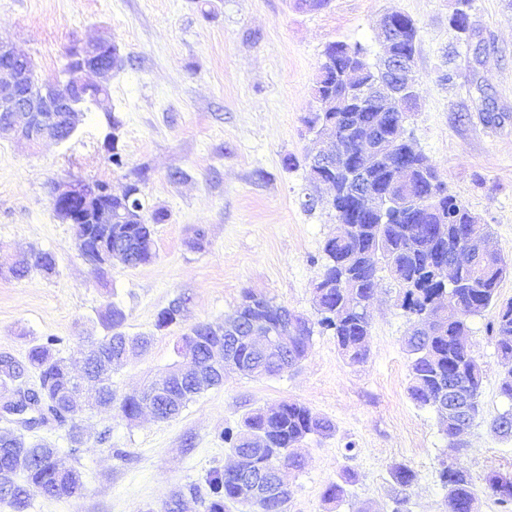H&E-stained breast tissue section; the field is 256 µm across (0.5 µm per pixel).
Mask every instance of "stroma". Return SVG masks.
Instances as JSON below:
<instances>
[{
  "instance_id": "stroma-1",
  "label": "stroma",
  "mask_w": 512,
  "mask_h": 512,
  "mask_svg": "<svg viewBox=\"0 0 512 512\" xmlns=\"http://www.w3.org/2000/svg\"><path fill=\"white\" fill-rule=\"evenodd\" d=\"M458 0H331L314 12L294 0H0V37L28 56L41 77L55 73L76 43L104 39L126 57L104 77L110 111L90 107L67 141L32 147L0 138V260L36 247L53 253L54 275L0 276V354L25 362L44 337L64 340L76 357L105 336L99 315L117 304L128 335L149 334V352L112 372L117 397L139 390L176 359L187 326L223 323L245 292L266 295L315 317L313 288L325 262L323 245L336 231L327 186L313 184L305 156L313 135L304 120L325 47L361 45L368 60L383 47L380 23L393 11L419 27L415 55L417 107L406 132L438 167L450 192L483 223L491 243L512 264V0H469L474 26L456 34L449 18ZM453 73L445 81V73ZM495 121H486V113ZM120 128H113V118ZM120 151L124 167L113 166ZM297 160L294 167L284 157ZM150 207L167 212L155 230L156 257L136 268L115 265L97 274L81 255L73 225L60 221L50 192L68 180L108 183L121 193L134 179ZM205 229L207 244L187 242ZM399 288L379 272L370 301V355L349 364L333 336L314 333L299 366L274 377L228 371L175 419L143 414L127 422L99 407L78 409L84 445L68 452V429H28L0 416L30 443L58 451L81 471L75 500H52L30 489L29 512H161L174 493L183 512H204L193 487L211 470L234 463L220 434L249 411L284 400L332 421L333 435L310 436L302 469L284 477L286 512H448L437 477L447 441L433 410L416 406L407 387V317ZM188 301L183 324L156 329L158 312ZM495 309L469 321L473 354L485 378L483 417L467 430L462 464L476 483L474 512H499L483 479L512 473V440L491 428L512 409L498 389L500 360L489 325ZM403 463L416 474L407 488L390 476ZM356 481L342 502L324 500L328 483L345 471Z\"/></svg>"
}]
</instances>
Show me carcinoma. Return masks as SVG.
Segmentation results:
<instances>
[{
    "label": "carcinoma",
    "instance_id": "obj_1",
    "mask_svg": "<svg viewBox=\"0 0 512 512\" xmlns=\"http://www.w3.org/2000/svg\"><path fill=\"white\" fill-rule=\"evenodd\" d=\"M468 0H460L458 7L449 19L450 27L458 34L466 35L472 30L471 16L467 10ZM394 29L398 40L397 48L406 56H415L419 27L410 16L394 12ZM343 43L333 42L324 51L320 70L328 71L323 80H316L314 95L325 97L336 93V72L348 66L349 59L342 52ZM368 76L385 78L384 62L370 63L366 51L360 45L352 47ZM326 117L333 122L342 144L350 152L356 151L358 140L363 134L379 123L378 113L372 109L360 112H318L313 111L305 118L308 129H313L319 119ZM409 161L420 169L418 182L404 195L405 206L396 213L385 214L379 223L360 214L351 197L341 196L344 181L336 174V169L323 170L322 178L331 181L338 193L336 220H355L363 231L351 238L342 239L334 235L325 240L323 252L326 262L319 285V294L314 296L319 319L313 322L299 316L295 325L293 346L288 350L292 365H297L305 356L314 328L320 327L336 338V343L350 364L366 362L369 356L368 336L371 322L365 312L370 300L378 273L385 271L400 289L411 284L419 286V296L410 305L399 303L408 320L426 308V302L437 295V303L447 307V316L440 330L431 333L407 335L406 351L409 355L408 371L410 383L408 395L414 404L430 408L437 414L440 430L448 440V453L440 459L439 481L445 490L446 502L455 506L456 512H468L475 499V483L469 471L458 460L464 444L459 440L463 429L459 425L447 423L438 409L439 383L454 377H463L476 403V416L482 415L480 394L483 384V370L466 339L467 319L481 315L496 304L497 292L507 271V263H492L484 267H465L459 270L457 286L432 288L426 286L428 268L438 260H450L456 249L468 241H478L490 235L489 226L481 223L457 197L448 194L441 200V207L435 214L424 213L415 206V199L430 193L431 180L440 179L437 166L424 154L409 148ZM167 214L155 209L139 220H128L123 224H112V245L120 246L127 253V266L137 267L151 263L156 257L154 226L166 220ZM250 294L237 310L240 320H248L256 310H262L270 321L281 322L283 307L268 298L247 302ZM498 305V304H496ZM107 335L90 342L85 351L87 370L100 375L102 405L118 410L122 418L132 422L140 413L149 412L159 420H171L180 415L187 405L194 401L192 382L183 380L174 384L171 390L177 392L178 400L172 402L162 393L150 398L127 395L115 402L112 390V374H103V363L113 362L121 354L125 312L114 305L102 317ZM491 336L504 368L499 381V393L512 402V301L498 305L495 321L491 325ZM217 340L214 332L206 325H193L181 337L178 354L179 367L190 372L204 363L210 345ZM61 339L49 336L43 343L33 345L28 352L29 365L38 371L39 382L44 388L40 396L41 406L51 407L58 424L69 426L71 448L76 456L83 445L81 427L76 421L74 410L66 407L57 398L58 391L74 380V376L59 365L63 357L56 345ZM249 376L272 377L280 374L283 368L258 359L251 360ZM19 377L15 365L0 360V392L11 393L15 380ZM40 406L20 403L18 412L29 428L43 424L39 415ZM334 431L333 423L320 418L308 407L298 402L282 401L274 408L260 407L249 412L237 431H228L225 442L230 444L232 453L245 451L248 436L261 433L266 437L267 447L288 449V465L298 469L302 461L295 449L311 435L329 437ZM12 465L18 467L23 481L16 482L13 492H5L0 487V504L8 512H28L30 507L27 486L32 485L55 500L77 498L83 487L82 474L74 468L60 464L57 449L41 444L21 442L14 460L0 457V470ZM392 479L402 487H408L416 479L415 472L403 463L390 469ZM241 475L230 469H215L208 479V491L202 497L205 512H226V503H241ZM486 488L494 496L502 512H512V475L492 474L485 478ZM330 482L323 493L324 499L339 503L347 494L346 485Z\"/></svg>",
    "mask_w": 512,
    "mask_h": 512
}]
</instances>
